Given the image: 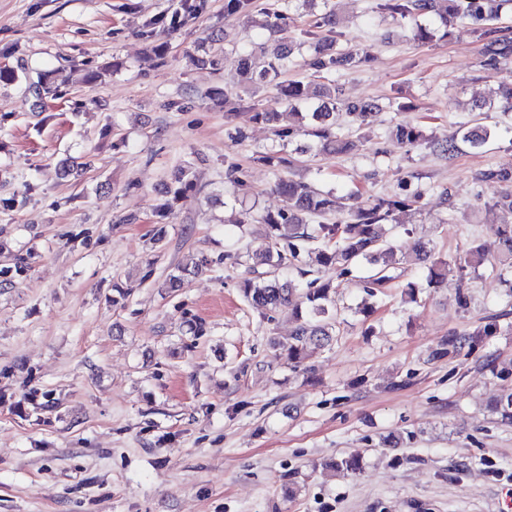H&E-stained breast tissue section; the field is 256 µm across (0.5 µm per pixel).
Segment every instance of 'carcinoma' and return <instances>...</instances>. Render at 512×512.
<instances>
[{"label":"carcinoma","mask_w":512,"mask_h":512,"mask_svg":"<svg viewBox=\"0 0 512 512\" xmlns=\"http://www.w3.org/2000/svg\"><path fill=\"white\" fill-rule=\"evenodd\" d=\"M377 9L394 20L414 24L415 35L422 41L445 40L458 25L466 24L484 41L487 64L495 66L512 58V38L497 27L502 15L512 12V0H381ZM249 11L250 0H224V13L228 16H247ZM340 24L338 15L329 11L303 30L301 45L310 51L307 65L314 76L308 84L280 82L295 50L291 44L276 46L260 69L255 67L251 54H237V71L244 88L272 86L277 90V108L257 112L255 119L272 124L276 140L285 145L291 143L297 131L290 124L279 125V117L284 113L296 117L309 136V142L299 148L301 153L340 155L352 150L354 143L336 131L339 113L350 115L361 128L367 125L372 110L378 107L371 100L345 99L342 87L333 79L336 73L355 70L364 63L356 52L340 46L334 36ZM473 109L512 112V78L499 80L488 96L475 101ZM494 135V130L480 123L461 130L458 136L441 139L429 137L417 127L398 125L390 132V141L400 148L428 141L451 159L458 151L457 141L479 152ZM260 160L281 171L294 164L293 156L286 157L277 151L263 153ZM191 170L189 164L179 169L168 190L169 199L155 212V223H167L174 208L196 192ZM482 181L493 187L492 196L484 203L485 210L512 213V170H488L482 174ZM277 188L286 199V208L276 213L256 214L257 221L266 225V243L252 251L253 265L248 267V272L253 274L257 268H265L266 279L258 282L244 278L241 292L244 299L261 312L294 306L298 320L295 331L285 343L271 338L269 346L285 354L288 365L296 369L303 366L310 353L329 345L336 337V315L331 313L333 285L322 279L320 273L334 269L342 276L365 261L374 271L370 285L379 288L386 284L391 280L390 269L395 264V247L382 240L379 226L395 213L418 205L423 193L377 197L366 208L348 214L346 195L333 189L324 191L290 177L279 178ZM412 246L429 264L434 282L447 278L451 268L447 262L434 257L426 242L418 238L413 240ZM489 260L498 268L499 278L512 284V225L498 226L491 245L473 241L459 269H476ZM205 266L206 263L201 262L191 269L185 266L179 273L167 275L168 287L173 290L182 287L185 276L196 274ZM287 267L297 270L302 277L313 273L317 277L300 288L291 279H279V271ZM491 410L500 421L512 423V388L500 390L491 403Z\"/></svg>","instance_id":"1"}]
</instances>
